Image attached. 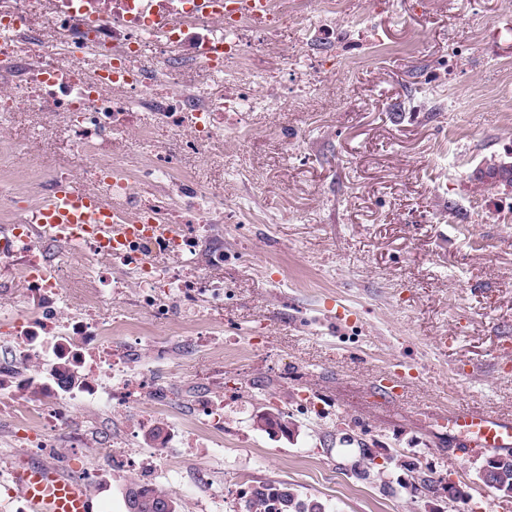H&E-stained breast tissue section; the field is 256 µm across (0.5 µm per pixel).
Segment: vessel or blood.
Segmentation results:
<instances>
[{"label": "vessel or blood", "instance_id": "b4317fda", "mask_svg": "<svg viewBox=\"0 0 512 512\" xmlns=\"http://www.w3.org/2000/svg\"><path fill=\"white\" fill-rule=\"evenodd\" d=\"M26 221L57 229L75 240L88 236L107 240L115 248L145 231L158 238L170 233L169 226L161 224L143 229L126 206L78 191L65 181ZM441 422L447 425L451 441L462 442L465 454L512 451L511 418L457 409L442 415ZM12 479L30 512H92L87 486L52 463L26 464L13 471Z\"/></svg>", "mask_w": 512, "mask_h": 512}]
</instances>
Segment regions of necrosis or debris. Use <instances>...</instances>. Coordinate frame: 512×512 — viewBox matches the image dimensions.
I'll use <instances>...</instances> for the list:
<instances>
[{"mask_svg": "<svg viewBox=\"0 0 512 512\" xmlns=\"http://www.w3.org/2000/svg\"><path fill=\"white\" fill-rule=\"evenodd\" d=\"M237 0H0V114L28 110L61 117L73 129L69 147L86 166L72 183L79 191L95 185L123 196L143 224H172L168 239L135 238L119 250L140 288V299L155 318L169 314L173 298L194 301L197 279L149 258L165 250H195L211 225L224 221V203L206 197L188 173L143 164L139 150L152 131L136 128L131 116L151 114L157 124L186 137L206 154L228 112H251L267 96L248 88L251 34L268 35L297 22L309 0H267L259 15L242 12ZM57 29L48 38L45 25ZM151 65H142L146 53ZM91 61L86 72L83 61ZM222 76L234 93L213 96L187 74ZM125 138V156L111 157L107 143ZM170 189L168 201L152 196ZM20 187L0 181V390L12 400L1 409L29 431L31 447L86 448L90 441L77 411L121 410L145 399L155 409L171 404L167 389L141 372L133 354L137 341L115 344L112 332L131 329L122 284L105 265L108 252L95 242L55 239L78 252L88 281L73 291L69 272L35 243L36 224L13 221ZM23 290L32 300L19 311L7 298ZM37 392V405L28 402ZM110 464L153 474L165 464L161 450L143 454L130 441L114 442Z\"/></svg>", "mask_w": 512, "mask_h": 512, "instance_id": "1", "label": "necrosis or debris"}]
</instances>
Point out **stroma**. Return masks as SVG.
Wrapping results in <instances>:
<instances>
[{
    "label": "stroma",
    "mask_w": 512,
    "mask_h": 512,
    "mask_svg": "<svg viewBox=\"0 0 512 512\" xmlns=\"http://www.w3.org/2000/svg\"><path fill=\"white\" fill-rule=\"evenodd\" d=\"M329 29L341 43H324ZM299 48L307 65L331 56L336 65L316 91L292 97L299 77L281 60ZM253 53L251 82L280 100L225 114L208 155L149 113L133 115L154 131L144 159L191 173L224 202L223 223L195 256L164 257L223 280L224 305L176 299L161 324L133 309L139 366L176 401L153 415L142 403L85 414L95 445L70 449L63 470L101 467L103 447L129 433L151 452L153 430H184L200 448L169 449L152 478L178 512H194L184 486L199 469L211 471L224 512H245L243 490L266 480L329 512H445L444 497L406 488L412 462L458 486L460 512H512V498L477 484L482 457L449 458L437 420L452 407L512 417V187L487 190L478 179L489 161L512 162V0H343L336 17L310 9ZM34 126L29 113L11 115L26 150L1 158L0 173L82 172L68 130L38 137ZM332 303L353 320L337 323ZM192 335L195 352L172 351ZM401 373L399 396L376 390ZM219 395L218 446L191 402ZM278 410L290 434L254 426L255 414ZM364 447L395 455L383 480L355 475ZM139 480L89 483L95 512H126L122 492Z\"/></svg>",
    "instance_id": "35a3bbf8"
}]
</instances>
